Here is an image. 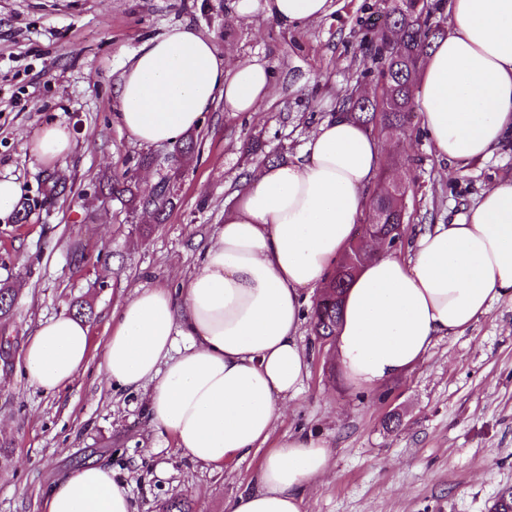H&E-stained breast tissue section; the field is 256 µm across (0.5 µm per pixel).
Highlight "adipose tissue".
I'll list each match as a JSON object with an SVG mask.
<instances>
[{
    "label": "adipose tissue",
    "mask_w": 512,
    "mask_h": 512,
    "mask_svg": "<svg viewBox=\"0 0 512 512\" xmlns=\"http://www.w3.org/2000/svg\"><path fill=\"white\" fill-rule=\"evenodd\" d=\"M330 2L237 0L236 11L304 28ZM447 8L451 30L428 49L415 101L438 157L483 160L512 131V0H448ZM271 79L265 65L228 64L210 38L175 26L128 58L113 91L116 118L138 144L172 145L216 99L230 112L256 111ZM28 144L51 164L69 154L72 136L48 124ZM378 168L377 142L336 113L309 134L301 160L251 176L179 290L137 289L112 314L104 372L123 387L149 386V421L182 456L218 465L266 449L256 489L229 499L226 512H302L310 482L327 469L328 445L315 435L298 431L272 449L267 442L307 374L298 337L304 292L343 257ZM504 298L512 299V178L485 190L461 221L418 233L407 256L366 263L346 291L334 356L351 386L375 388ZM89 357L88 325L65 313L39 322L22 353L28 377L47 393L74 382ZM131 510L126 486L104 464L65 475L42 503V512Z\"/></svg>",
    "instance_id": "obj_1"
}]
</instances>
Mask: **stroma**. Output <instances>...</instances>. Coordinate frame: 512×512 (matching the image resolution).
Segmentation results:
<instances>
[{"mask_svg": "<svg viewBox=\"0 0 512 512\" xmlns=\"http://www.w3.org/2000/svg\"><path fill=\"white\" fill-rule=\"evenodd\" d=\"M303 29L263 12L239 16L235 0H0V177L22 195L0 221V287L14 307L0 318V512H41L52 484L89 462L111 467L134 512L185 499L194 512L256 488L257 450L214 467L180 456L170 434L148 424V388H118L102 352L115 306L141 287L174 288L198 266L224 207L267 162L297 160L310 131L351 91L377 95V20L390 0H333ZM178 25L212 38L233 62L274 74L255 113L216 100L192 133L193 154L134 142L114 118L113 89L128 57ZM66 124L70 154L47 167L27 147L45 123ZM380 169L406 182L407 237L461 219L482 192L512 177V138L486 160L439 159L414 118L408 134L377 127ZM131 172L142 192L170 178L175 205L164 222L107 196ZM66 188L43 191L53 175ZM89 310L86 371L47 393L20 356L38 322ZM302 391L284 403L270 437L303 430L328 442L329 470L308 487L303 512H490L512 489V302L494 303L464 333L435 341L419 365L369 391L349 387L333 347L310 321Z\"/></svg>", "mask_w": 512, "mask_h": 512, "instance_id": "35a3bbf8", "label": "stroma"}]
</instances>
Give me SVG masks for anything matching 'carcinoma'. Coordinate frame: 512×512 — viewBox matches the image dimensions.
I'll use <instances>...</instances> for the list:
<instances>
[{
    "label": "carcinoma",
    "instance_id": "cac0c4a2",
    "mask_svg": "<svg viewBox=\"0 0 512 512\" xmlns=\"http://www.w3.org/2000/svg\"><path fill=\"white\" fill-rule=\"evenodd\" d=\"M433 15L431 4L420 5L418 0H394L386 21L378 25L380 44L374 49L375 55L382 60V66L377 70L381 96L374 101H366L359 96L348 95L342 99L341 111L367 128L378 113L388 127L403 132L410 126L417 61L423 58L432 40L441 35ZM110 195L129 209L152 210L160 221L174 204V195L167 181H161L155 193L147 196L141 193L134 177L127 172L112 179ZM372 203L368 213L370 219L382 211L390 217L395 214L392 201L382 191L373 195ZM347 285L348 279L331 276L326 287L333 289V294L314 303L311 323L316 335H336L341 310V305L336 303V295L344 294Z\"/></svg>",
    "mask_w": 512,
    "mask_h": 512
}]
</instances>
